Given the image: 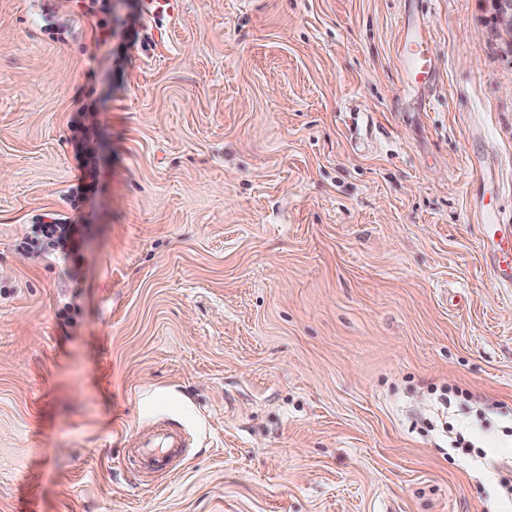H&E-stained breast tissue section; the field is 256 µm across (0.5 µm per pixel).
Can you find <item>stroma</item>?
<instances>
[{
    "instance_id": "obj_1",
    "label": "stroma",
    "mask_w": 512,
    "mask_h": 512,
    "mask_svg": "<svg viewBox=\"0 0 512 512\" xmlns=\"http://www.w3.org/2000/svg\"><path fill=\"white\" fill-rule=\"evenodd\" d=\"M111 6L104 46L77 0H0V512H512L488 0H162L145 51ZM44 212L86 225L78 260L27 251ZM160 420L192 441L173 476L126 448ZM404 74L406 83L427 86L436 74V52L425 23L408 30L403 45ZM69 128L72 132L69 142L73 145L75 157L83 170L82 176L77 179L78 183L70 187L67 195L71 207L76 210L95 193L100 171L93 160V151L88 147L90 128L80 118L71 120ZM483 244L491 260L496 280L512 286V231H504L494 211L486 210L482 216ZM511 274V279H507Z\"/></svg>"
}]
</instances>
